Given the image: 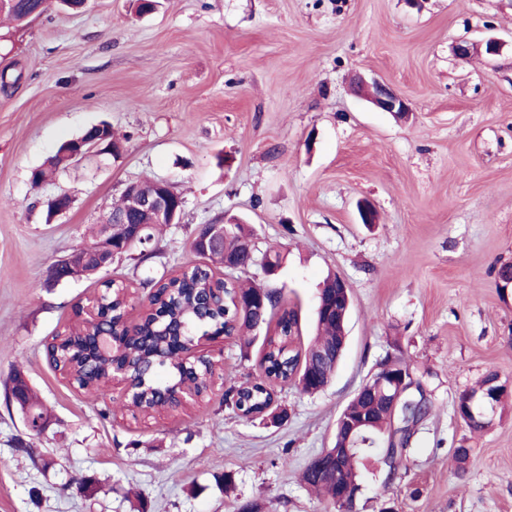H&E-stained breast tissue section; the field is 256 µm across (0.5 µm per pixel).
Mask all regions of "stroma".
Returning <instances> with one entry per match:
<instances>
[{
    "mask_svg": "<svg viewBox=\"0 0 512 512\" xmlns=\"http://www.w3.org/2000/svg\"><path fill=\"white\" fill-rule=\"evenodd\" d=\"M497 37L496 59L458 55ZM0 512H336L301 481L333 447L336 421L387 354L409 364L432 412L385 483L381 447L360 452L357 512H512V409L474 435L454 402L489 372L512 393V0H131L50 9L27 28L0 15ZM378 79L403 96L400 120L357 93ZM108 123L119 154L31 172L66 141ZM164 180L183 201L142 263L50 282L52 267L97 240L125 188ZM66 193L71 208L48 218ZM370 203L375 223L359 218ZM237 216L314 334L328 274L349 284L347 343L326 389L274 391L271 417L240 418L224 389L251 379L261 340L224 344V383L176 413L132 416L121 386L96 396L55 370L45 345L78 324L108 280L196 263L202 224ZM24 372L48 411L30 431L3 389ZM108 417H101V410ZM471 448L465 475L452 450Z\"/></svg>",
    "mask_w": 512,
    "mask_h": 512,
    "instance_id": "1",
    "label": "stroma"
}]
</instances>
